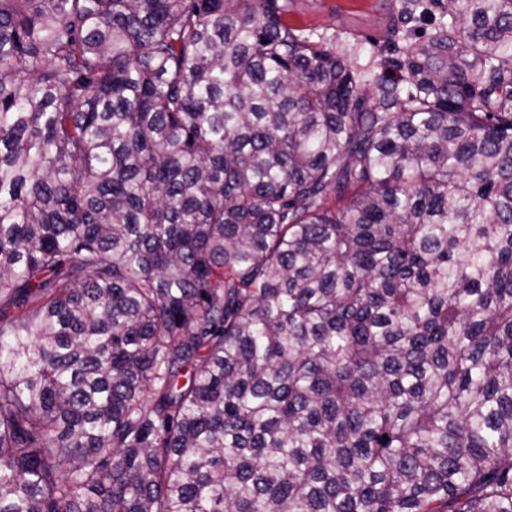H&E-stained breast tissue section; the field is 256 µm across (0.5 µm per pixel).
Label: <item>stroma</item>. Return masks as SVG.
Returning <instances> with one entry per match:
<instances>
[{
  "label": "stroma",
  "instance_id": "stroma-1",
  "mask_svg": "<svg viewBox=\"0 0 512 512\" xmlns=\"http://www.w3.org/2000/svg\"><path fill=\"white\" fill-rule=\"evenodd\" d=\"M405 0H288L285 20L290 27L322 35L365 79L363 90L375 95L374 78L385 71L384 61L426 40L433 27L424 21L389 36L388 27Z\"/></svg>",
  "mask_w": 512,
  "mask_h": 512
}]
</instances>
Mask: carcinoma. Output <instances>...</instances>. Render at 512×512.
Returning a JSON list of instances; mask_svg holds the SVG:
<instances>
[{"instance_id":"1","label":"carcinoma","mask_w":512,"mask_h":512,"mask_svg":"<svg viewBox=\"0 0 512 512\" xmlns=\"http://www.w3.org/2000/svg\"><path fill=\"white\" fill-rule=\"evenodd\" d=\"M286 10L0 0V512H512V0ZM407 0H288L284 19L292 28L321 34L324 41L365 79L363 90L372 97L377 92L375 75L386 72L385 59L399 55L410 45L426 40L434 19L402 27L390 38V22L398 20V10ZM404 28V29H403ZM396 50V51H394Z\"/></svg>"}]
</instances>
